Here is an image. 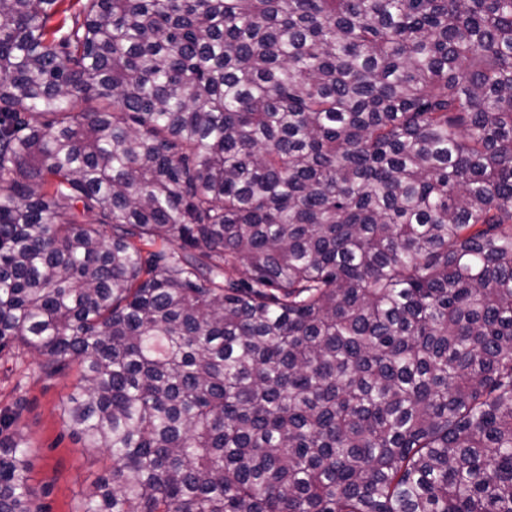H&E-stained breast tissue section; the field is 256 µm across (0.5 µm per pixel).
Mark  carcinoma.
I'll use <instances>...</instances> for the list:
<instances>
[{
	"label": "carcinoma",
	"mask_w": 512,
	"mask_h": 512,
	"mask_svg": "<svg viewBox=\"0 0 512 512\" xmlns=\"http://www.w3.org/2000/svg\"><path fill=\"white\" fill-rule=\"evenodd\" d=\"M76 2L0 0V352L77 512H512V0ZM47 360L15 348L0 353V418L14 415L23 405L2 436L16 428L27 438L36 504L45 512H75L95 490V481L104 472L102 458L83 448L62 416V404L75 391L76 371L43 373L38 365Z\"/></svg>",
	"instance_id": "obj_1"
}]
</instances>
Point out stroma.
I'll return each mask as SVG.
<instances>
[{
    "label": "stroma",
    "mask_w": 512,
    "mask_h": 512,
    "mask_svg": "<svg viewBox=\"0 0 512 512\" xmlns=\"http://www.w3.org/2000/svg\"><path fill=\"white\" fill-rule=\"evenodd\" d=\"M39 363L19 349L0 352V418L15 416V428L29 442L37 505L44 512H75L93 493L103 464L62 416V405L77 384L76 372L46 374Z\"/></svg>",
    "instance_id": "stroma-1"
}]
</instances>
